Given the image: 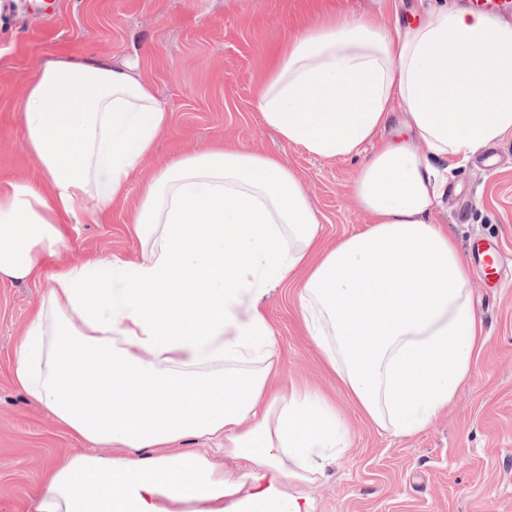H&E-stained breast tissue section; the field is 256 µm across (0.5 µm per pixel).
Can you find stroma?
<instances>
[{"mask_svg":"<svg viewBox=\"0 0 512 512\" xmlns=\"http://www.w3.org/2000/svg\"><path fill=\"white\" fill-rule=\"evenodd\" d=\"M329 2L391 31L456 0ZM317 20L315 0H57L49 17L0 4V187L34 183L53 192L20 118L28 82L50 57L138 63L172 114L125 197L95 210L77 202L67 243L47 258L46 271L89 256H140L129 219L143 184L175 157L222 141L276 155L295 170L324 217L328 244L362 230L369 218L351 199L359 159H316L284 142L255 107L269 56ZM493 152L494 169L473 157L454 170L436 211L462 253L476 241H493L505 265L497 280L470 273L485 345L471 380L425 430L396 436L361 417L306 335L294 285L261 300L281 353L283 386L323 392L347 430L349 448L308 488L316 512H512V140ZM48 287L45 279L0 280V512H32L44 471L85 450L12 378L19 333Z\"/></svg>","mask_w":512,"mask_h":512,"instance_id":"35a3bbf8","label":"stroma"}]
</instances>
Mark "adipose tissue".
Returning <instances> with one entry per match:
<instances>
[{
	"instance_id": "adipose-tissue-1",
	"label": "adipose tissue",
	"mask_w": 512,
	"mask_h": 512,
	"mask_svg": "<svg viewBox=\"0 0 512 512\" xmlns=\"http://www.w3.org/2000/svg\"><path fill=\"white\" fill-rule=\"evenodd\" d=\"M398 105L403 140L382 135ZM255 106L315 158L365 155L351 197L371 224L326 247L299 176L230 143L159 170L130 217L141 256L58 268L18 341L15 383L88 447L47 469L34 512H314L305 488L347 432L323 393L278 385L259 304L298 272L304 330L365 420L417 434L471 379L483 326L435 213L452 171L512 136V20L443 7L392 33L325 14L283 43ZM21 122L54 186L0 191V279L28 282L78 200L126 193L170 114L137 66L58 56Z\"/></svg>"
}]
</instances>
